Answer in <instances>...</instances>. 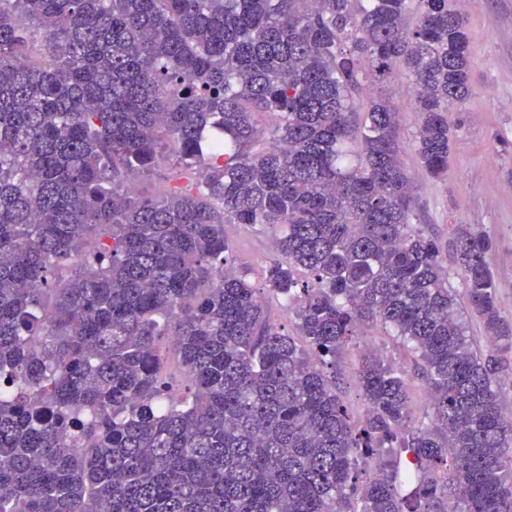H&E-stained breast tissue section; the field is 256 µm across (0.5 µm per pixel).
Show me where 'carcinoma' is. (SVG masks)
<instances>
[{
    "mask_svg": "<svg viewBox=\"0 0 512 512\" xmlns=\"http://www.w3.org/2000/svg\"><path fill=\"white\" fill-rule=\"evenodd\" d=\"M398 73L440 179L453 0H0V512H512L492 240L455 226L459 292L412 224ZM168 152L165 193L125 186ZM226 224L281 229L262 287ZM370 321L412 367L359 350L355 419L336 361ZM269 317L278 327L283 329L284 333L293 334L296 336L294 328V318L291 312H288L286 306L281 305L280 302L269 299L268 300Z\"/></svg>",
    "mask_w": 512,
    "mask_h": 512,
    "instance_id": "obj_1",
    "label": "carcinoma"
}]
</instances>
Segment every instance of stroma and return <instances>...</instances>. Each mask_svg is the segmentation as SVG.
<instances>
[{
    "label": "stroma",
    "instance_id": "stroma-1",
    "mask_svg": "<svg viewBox=\"0 0 512 512\" xmlns=\"http://www.w3.org/2000/svg\"><path fill=\"white\" fill-rule=\"evenodd\" d=\"M465 11L472 82L461 111L449 114L459 128L448 173L433 180L421 171L413 92L406 79L398 78L392 89L402 114V159L417 185L412 222L438 242L454 287H461L462 279L453 255V225L478 224L487 231L499 309L512 323V0H469ZM224 235L234 248L237 270L262 285L273 232L228 224Z\"/></svg>",
    "mask_w": 512,
    "mask_h": 512
}]
</instances>
